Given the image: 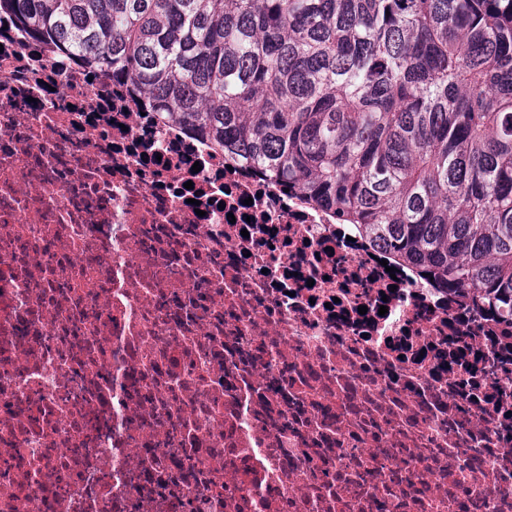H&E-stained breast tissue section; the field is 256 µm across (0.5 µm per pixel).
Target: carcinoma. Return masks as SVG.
I'll use <instances>...</instances> for the list:
<instances>
[{
  "mask_svg": "<svg viewBox=\"0 0 512 512\" xmlns=\"http://www.w3.org/2000/svg\"><path fill=\"white\" fill-rule=\"evenodd\" d=\"M512 314V0H0V24Z\"/></svg>",
  "mask_w": 512,
  "mask_h": 512,
  "instance_id": "obj_1",
  "label": "carcinoma"
}]
</instances>
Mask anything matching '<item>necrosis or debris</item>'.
Listing matches in <instances>:
<instances>
[{"instance_id": "necrosis-or-debris-1", "label": "necrosis or debris", "mask_w": 512, "mask_h": 512, "mask_svg": "<svg viewBox=\"0 0 512 512\" xmlns=\"http://www.w3.org/2000/svg\"><path fill=\"white\" fill-rule=\"evenodd\" d=\"M389 257L1 30L0 512H512V321Z\"/></svg>"}]
</instances>
